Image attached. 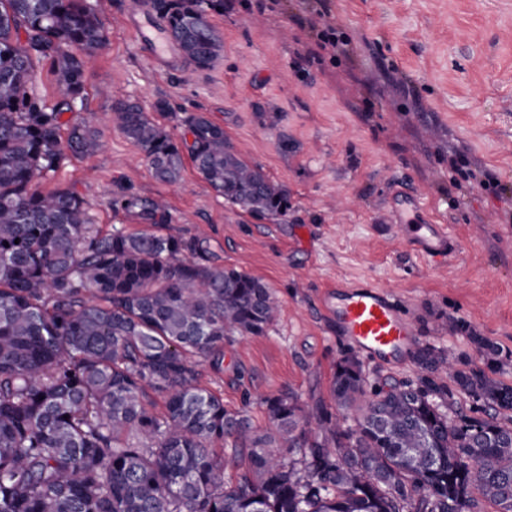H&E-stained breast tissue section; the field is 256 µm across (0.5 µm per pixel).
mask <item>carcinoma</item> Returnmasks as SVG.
<instances>
[{
    "mask_svg": "<svg viewBox=\"0 0 512 512\" xmlns=\"http://www.w3.org/2000/svg\"><path fill=\"white\" fill-rule=\"evenodd\" d=\"M184 58L211 66L223 49L208 11L224 0H149ZM105 40L89 0H0V512H512V385L500 350L474 332L481 364L431 347L416 379L368 387L359 363H336L330 396L356 412L342 427L322 400H265L269 428L224 409L193 358L218 362L224 336L258 335L278 304L261 279L187 255L191 244L143 231L101 234L86 200L40 184L103 148L92 113L67 141L61 116L83 109L85 72ZM47 63L60 86L32 87ZM113 122L174 183L188 153L224 200L284 216L287 191L203 113L181 118L180 142L140 107ZM121 206L150 223L159 200ZM164 398L152 413L150 394ZM475 415L454 420L459 395ZM484 409L495 414L479 416ZM227 438L252 469L224 481L212 446ZM297 448L285 461L271 447Z\"/></svg>",
    "mask_w": 512,
    "mask_h": 512,
    "instance_id": "carcinoma-1",
    "label": "carcinoma"
}]
</instances>
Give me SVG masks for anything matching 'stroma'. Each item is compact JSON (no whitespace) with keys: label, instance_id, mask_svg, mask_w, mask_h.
Wrapping results in <instances>:
<instances>
[{"label":"stroma","instance_id":"35a3bbf8","mask_svg":"<svg viewBox=\"0 0 512 512\" xmlns=\"http://www.w3.org/2000/svg\"><path fill=\"white\" fill-rule=\"evenodd\" d=\"M105 42L85 76L84 109L106 148L41 185L84 197L103 233L145 230L135 195L164 199L153 232L191 242L211 265L267 283L279 314L263 334L227 336L224 362L199 382L257 431L265 399L329 400L352 353L325 316L328 283L368 280L393 292L415 337L402 361L360 363L369 383L415 378L430 346L478 361L475 331L501 349L512 384V0H224L209 12L223 50L206 69L155 67L135 28L162 20L139 0H91ZM167 111H158V102ZM139 106L175 140L202 112L288 191V214L261 219L225 203L185 161L171 185L111 122ZM489 187H482V178ZM419 198L456 245L446 266L417 258L388 217L391 192Z\"/></svg>","mask_w":512,"mask_h":512}]
</instances>
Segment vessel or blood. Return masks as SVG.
I'll use <instances>...</instances> for the list:
<instances>
[{
	"label": "vessel or blood",
	"mask_w": 512,
	"mask_h": 512,
	"mask_svg": "<svg viewBox=\"0 0 512 512\" xmlns=\"http://www.w3.org/2000/svg\"><path fill=\"white\" fill-rule=\"evenodd\" d=\"M417 200L391 204L392 224L408 233L406 242L422 259L445 262L454 251L447 225L426 222ZM326 308L336 316V329L361 354L383 364L395 363L408 350L414 329L402 315L391 291L366 281L331 284Z\"/></svg>",
	"instance_id": "vessel-or-blood-1"
}]
</instances>
